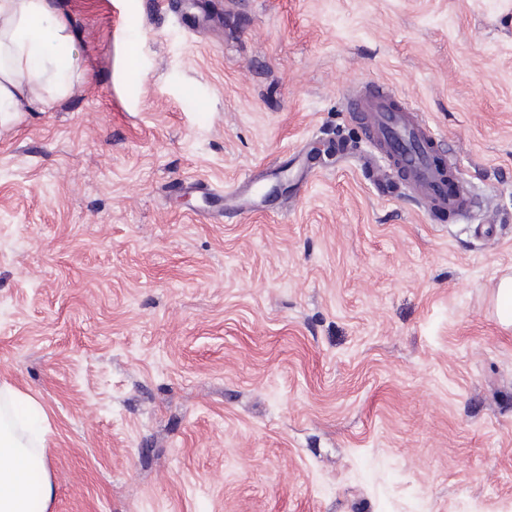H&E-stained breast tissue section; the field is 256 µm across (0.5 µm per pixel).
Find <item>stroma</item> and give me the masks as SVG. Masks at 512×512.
Listing matches in <instances>:
<instances>
[{"instance_id": "35a3bbf8", "label": "stroma", "mask_w": 512, "mask_h": 512, "mask_svg": "<svg viewBox=\"0 0 512 512\" xmlns=\"http://www.w3.org/2000/svg\"><path fill=\"white\" fill-rule=\"evenodd\" d=\"M125 2L65 0L85 82L0 129V383L49 512H512V0ZM372 81L469 223L354 162ZM121 76L126 83H140L144 79L139 64V53L136 45L127 42L121 52ZM494 308L499 322L506 326H512V276H503L494 294Z\"/></svg>"}]
</instances>
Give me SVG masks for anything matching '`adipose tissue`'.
I'll use <instances>...</instances> for the list:
<instances>
[{
	"label": "adipose tissue",
	"instance_id": "adipose-tissue-1",
	"mask_svg": "<svg viewBox=\"0 0 512 512\" xmlns=\"http://www.w3.org/2000/svg\"><path fill=\"white\" fill-rule=\"evenodd\" d=\"M75 35L58 0H0V127L68 97L81 80ZM39 409L0 386V512H48L54 488L41 452Z\"/></svg>",
	"mask_w": 512,
	"mask_h": 512
}]
</instances>
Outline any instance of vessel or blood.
<instances>
[{"label": "vessel or blood", "mask_w": 512, "mask_h": 512, "mask_svg": "<svg viewBox=\"0 0 512 512\" xmlns=\"http://www.w3.org/2000/svg\"><path fill=\"white\" fill-rule=\"evenodd\" d=\"M346 109L364 117L377 141L391 143L392 157L397 158L410 185L428 206L463 219L469 216L472 197L464 189L452 196L446 193L435 166L438 136L418 110L396 106L395 92L386 85L351 96Z\"/></svg>", "instance_id": "1"}]
</instances>
